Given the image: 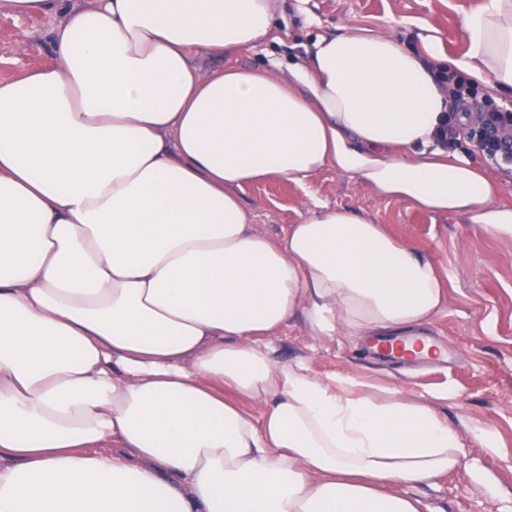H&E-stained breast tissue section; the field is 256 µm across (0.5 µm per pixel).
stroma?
<instances>
[{"mask_svg":"<svg viewBox=\"0 0 512 512\" xmlns=\"http://www.w3.org/2000/svg\"><path fill=\"white\" fill-rule=\"evenodd\" d=\"M481 0H306L277 23L282 43L226 57L225 65L250 66L273 56L291 63L321 32L359 26L393 34L417 51V22L436 27L446 53L462 55L458 29ZM50 16H0V79L55 64L47 33ZM259 230L283 236L315 204L346 207L372 218L397 238L430 256L448 286V306L426 332L448 352L447 362L394 365L367 351L368 337L337 331L322 336L302 322L269 339L277 360L303 361L312 376L349 375L408 398L433 400L440 417L465 445L461 467L429 486L409 487L424 512H512V240L477 232L450 215H434L373 196L356 180L326 169L306 185L287 180L256 183L242 193ZM492 435L495 447L482 444Z\"/></svg>","mask_w":512,"mask_h":512,"instance_id":"35a3bbf8","label":"stroma"}]
</instances>
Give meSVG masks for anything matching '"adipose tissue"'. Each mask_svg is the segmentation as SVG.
Listing matches in <instances>:
<instances>
[{
	"mask_svg": "<svg viewBox=\"0 0 512 512\" xmlns=\"http://www.w3.org/2000/svg\"><path fill=\"white\" fill-rule=\"evenodd\" d=\"M278 0H0L59 17L57 65L0 80V512H421L460 467L432 403L277 361L295 318L405 338L448 294L384 225L321 207L282 239L241 192L332 168L512 239L500 183L437 133L438 67L512 94V0L463 56L355 27L281 71H202L276 40ZM260 405L252 417L244 401Z\"/></svg>",
	"mask_w": 512,
	"mask_h": 512,
	"instance_id": "ef3b65f1",
	"label": "adipose tissue"
}]
</instances>
